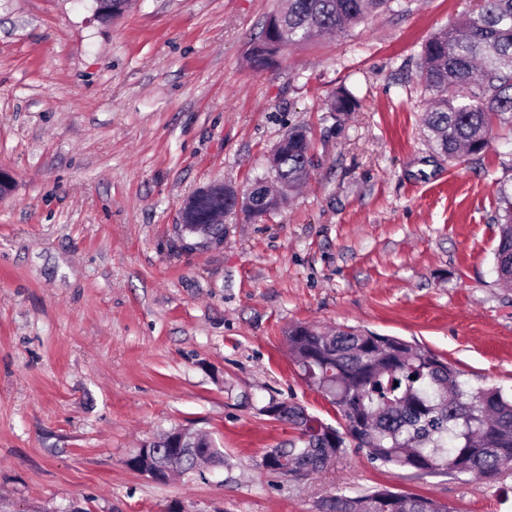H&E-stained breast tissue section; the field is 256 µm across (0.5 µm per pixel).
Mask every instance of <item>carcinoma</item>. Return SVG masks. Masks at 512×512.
Masks as SVG:
<instances>
[{
  "label": "carcinoma",
  "instance_id": "1",
  "mask_svg": "<svg viewBox=\"0 0 512 512\" xmlns=\"http://www.w3.org/2000/svg\"><path fill=\"white\" fill-rule=\"evenodd\" d=\"M392 0H286L264 28L280 30L289 47L314 37L345 35ZM281 53L276 41L259 39L249 50L251 65ZM419 81L428 104L423 115L427 141L449 162L482 153L497 125L512 126V0H478L475 10L455 25L433 34L421 46ZM358 99L339 88L326 111L353 112ZM307 131L288 129L274 146L275 166L254 180L258 210L272 214L287 193L305 179L311 160L305 154ZM499 242L495 264L499 280L512 284V192L499 190ZM288 348L313 385L330 396L346 423H355L353 439L374 461L418 472H451L493 478L512 471V397L493 387L466 389L460 372L429 350L368 330L336 328L323 333L310 325L288 329ZM279 420L300 431L297 439L262 457L260 467L286 474L293 464L313 475L326 469L342 448H329L311 432L315 418L288 401H272ZM188 448L223 462L212 441ZM321 512H448L427 496L378 490L334 495Z\"/></svg>",
  "mask_w": 512,
  "mask_h": 512
}]
</instances>
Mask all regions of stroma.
<instances>
[{
	"mask_svg": "<svg viewBox=\"0 0 512 512\" xmlns=\"http://www.w3.org/2000/svg\"><path fill=\"white\" fill-rule=\"evenodd\" d=\"M0 0V506L5 512H320L382 488L450 512H512V472L421 474L347 441L322 475L259 467L292 440L270 401L343 428L302 373L295 324L366 329L432 351L465 387L512 395V288L494 259L512 128L451 163L430 150L422 44L472 0H401L349 34L246 55L276 0ZM346 87L356 111L331 118ZM313 164L276 213L183 246L197 188H247L288 127ZM207 432L215 468L159 482L142 441ZM325 105L326 112L341 114L355 111L359 106V101L348 89L341 87L329 96ZM144 447H147L146 443H142L141 446L127 458L126 466L135 472L149 475L154 479L161 480L167 478L169 470L172 469V464L167 467L155 464L146 456V450L143 451Z\"/></svg>",
	"mask_w": 512,
	"mask_h": 512,
	"instance_id": "stroma-1",
	"label": "stroma"
}]
</instances>
